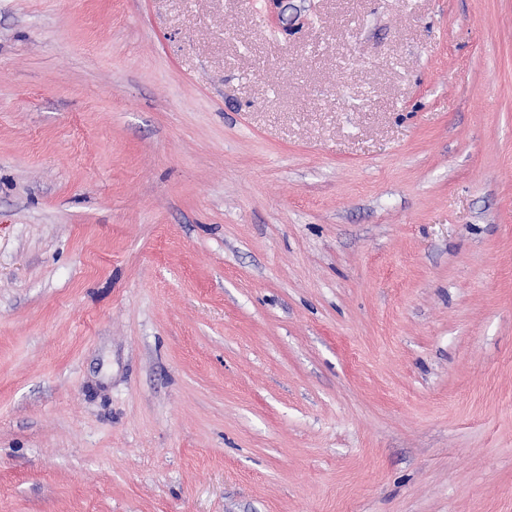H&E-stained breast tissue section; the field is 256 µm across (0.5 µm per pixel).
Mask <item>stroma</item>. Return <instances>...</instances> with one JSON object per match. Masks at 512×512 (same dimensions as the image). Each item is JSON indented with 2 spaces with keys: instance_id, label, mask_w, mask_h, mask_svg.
I'll return each instance as SVG.
<instances>
[{
  "instance_id": "obj_1",
  "label": "stroma",
  "mask_w": 512,
  "mask_h": 512,
  "mask_svg": "<svg viewBox=\"0 0 512 512\" xmlns=\"http://www.w3.org/2000/svg\"><path fill=\"white\" fill-rule=\"evenodd\" d=\"M0 512H512V0H0Z\"/></svg>"
}]
</instances>
